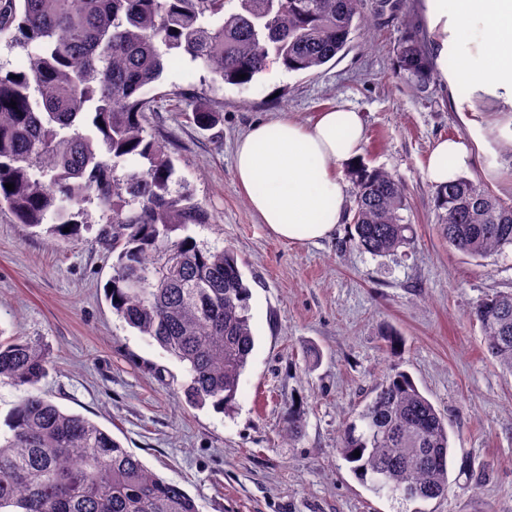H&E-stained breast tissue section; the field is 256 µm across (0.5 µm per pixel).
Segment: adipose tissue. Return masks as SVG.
Listing matches in <instances>:
<instances>
[{
  "mask_svg": "<svg viewBox=\"0 0 512 512\" xmlns=\"http://www.w3.org/2000/svg\"><path fill=\"white\" fill-rule=\"evenodd\" d=\"M423 10L436 34L432 63L443 84L453 90L464 82L512 107V0H423ZM364 137L361 113L344 104L309 123L285 116L255 122L235 144L236 181L275 236L302 243L327 239L345 220L342 170L359 162ZM473 161L468 139H444L432 148L426 175L442 186Z\"/></svg>",
  "mask_w": 512,
  "mask_h": 512,
  "instance_id": "ef3b65f1",
  "label": "adipose tissue"
}]
</instances>
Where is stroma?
<instances>
[{
  "mask_svg": "<svg viewBox=\"0 0 512 512\" xmlns=\"http://www.w3.org/2000/svg\"><path fill=\"white\" fill-rule=\"evenodd\" d=\"M363 4L368 26L317 70L273 67L248 88L211 90L199 65L169 62L155 85L176 109L152 113L149 130L168 141L179 184L210 213L193 234L232 249L250 287L256 345L233 412L186 403L183 365L113 313L96 203L66 240L33 236L0 211V328L48 351L39 390L178 484L199 512H512V375L470 315L479 300L512 290V248L474 260L448 247L425 174L436 141L465 137L475 154L465 177L511 197L501 143L512 138V112L465 86L459 108L440 80L412 87L396 48L426 29L422 0ZM200 99L218 112L215 126L188 119ZM340 103L364 116L362 163L405 186L413 240L396 254L346 247V223L316 243L279 239L236 182L235 142L252 123L281 114L306 121ZM390 331L399 350L385 340ZM394 368L451 425L448 493L419 507L373 493L337 454L344 417ZM292 410L303 415L294 438L285 432Z\"/></svg>",
  "mask_w": 512,
  "mask_h": 512,
  "instance_id": "1",
  "label": "stroma"
}]
</instances>
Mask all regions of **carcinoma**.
<instances>
[{
    "label": "carcinoma",
    "mask_w": 512,
    "mask_h": 512,
    "mask_svg": "<svg viewBox=\"0 0 512 512\" xmlns=\"http://www.w3.org/2000/svg\"><path fill=\"white\" fill-rule=\"evenodd\" d=\"M365 21L362 0H0V36L27 59L20 71L0 66V208L68 238L85 204H97L99 239L112 254L106 300L184 365L193 406L235 404L255 348L249 287L232 250L190 233L210 215L175 187L173 159L148 132V113L159 109L148 93L171 56L201 64L213 87L246 88L273 63L316 70ZM397 63L416 87L433 78L417 33L399 41ZM215 119L201 103L192 110L200 127ZM129 162L136 169L117 174ZM349 177L347 243L375 256L409 245L401 181L362 163ZM435 203L455 250L479 260L512 246L511 198L462 176L436 189ZM471 315L487 352L512 374V291L479 300ZM49 364L39 344L0 335V381L24 388L0 435V512H199L98 424L44 396L38 384ZM337 451L378 495L448 494V417L405 371L385 374L344 420Z\"/></svg>",
    "instance_id": "1"
}]
</instances>
